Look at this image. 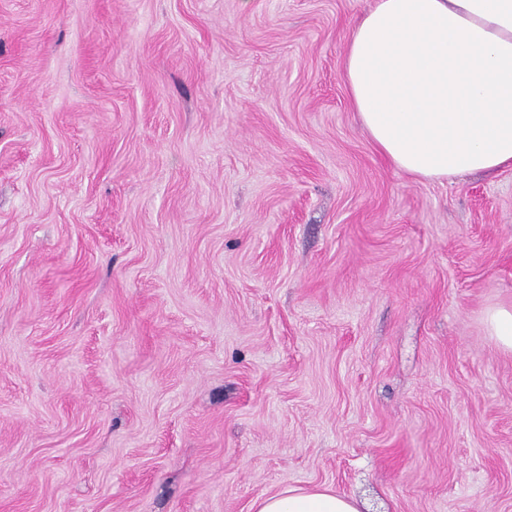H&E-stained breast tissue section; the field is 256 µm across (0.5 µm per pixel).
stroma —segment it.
I'll return each mask as SVG.
<instances>
[{"instance_id": "1", "label": "stroma", "mask_w": 512, "mask_h": 512, "mask_svg": "<svg viewBox=\"0 0 512 512\" xmlns=\"http://www.w3.org/2000/svg\"><path fill=\"white\" fill-rule=\"evenodd\" d=\"M369 0H0V512H512V166L416 181ZM486 327L498 345L507 351H512V307L493 308L486 315ZM252 512H362L361 503L324 487L284 488L255 500Z\"/></svg>"}]
</instances>
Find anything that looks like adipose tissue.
<instances>
[{
	"mask_svg": "<svg viewBox=\"0 0 512 512\" xmlns=\"http://www.w3.org/2000/svg\"><path fill=\"white\" fill-rule=\"evenodd\" d=\"M389 166L418 181L512 166V0H371L343 68ZM252 512H361L324 487L284 488Z\"/></svg>",
	"mask_w": 512,
	"mask_h": 512,
	"instance_id": "adipose-tissue-1",
	"label": "adipose tissue"
}]
</instances>
